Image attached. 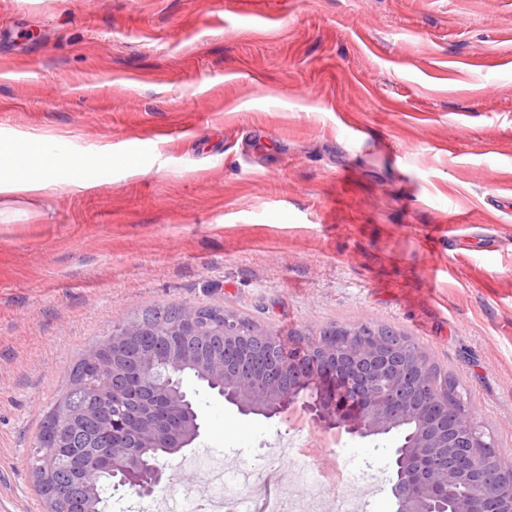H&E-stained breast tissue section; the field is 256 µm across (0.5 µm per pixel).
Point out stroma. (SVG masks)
Listing matches in <instances>:
<instances>
[{"instance_id": "1", "label": "stroma", "mask_w": 512, "mask_h": 512, "mask_svg": "<svg viewBox=\"0 0 512 512\" xmlns=\"http://www.w3.org/2000/svg\"><path fill=\"white\" fill-rule=\"evenodd\" d=\"M0 512H44L27 466L81 352L158 304L292 342L376 323L456 379L512 463V0H0ZM187 456L306 503L267 452L306 416L205 385ZM313 462L393 512L396 434H326ZM90 187L86 182L77 181L63 187L59 183L48 178H32L28 175L13 177L12 179H0V194L29 193L50 198L58 194L61 190L69 188L71 192L80 191Z\"/></svg>"}]
</instances>
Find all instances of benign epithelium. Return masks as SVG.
Wrapping results in <instances>:
<instances>
[{
  "label": "benign epithelium",
  "instance_id": "obj_1",
  "mask_svg": "<svg viewBox=\"0 0 512 512\" xmlns=\"http://www.w3.org/2000/svg\"><path fill=\"white\" fill-rule=\"evenodd\" d=\"M143 340L131 328L112 342L104 369L112 380L97 385L85 412L91 437L102 436L104 452L77 472L93 486L112 474L115 488L149 497L170 482L162 465L144 466L146 448L177 454L199 436L201 424L192 394L179 372L191 369L242 415L271 418L287 407L305 413L319 430H340L361 438L413 428L393 451L394 512H512V466L492 473L477 468L472 448H491L480 423L459 395L446 402L432 387L431 363L409 351L410 340L351 333L339 346L306 343L282 353L279 343L257 330L244 336L225 317L217 336H170L152 343L130 363L128 348ZM253 345L267 356L262 369L232 359L228 352ZM55 448L44 480L72 473L77 453L70 430L56 427Z\"/></svg>",
  "mask_w": 512,
  "mask_h": 512
}]
</instances>
